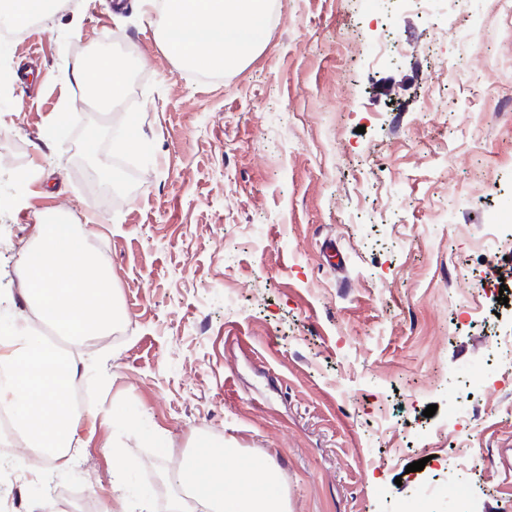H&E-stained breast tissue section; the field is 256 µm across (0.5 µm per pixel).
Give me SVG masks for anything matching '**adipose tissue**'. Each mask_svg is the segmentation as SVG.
<instances>
[{
    "label": "adipose tissue",
    "mask_w": 512,
    "mask_h": 512,
    "mask_svg": "<svg viewBox=\"0 0 512 512\" xmlns=\"http://www.w3.org/2000/svg\"><path fill=\"white\" fill-rule=\"evenodd\" d=\"M151 24L166 50L181 64L227 74L240 70L263 45L271 0H145ZM74 77L93 92L95 102L122 101L121 66L106 55L75 62ZM90 232L53 217L41 219L35 243L22 257L20 275L28 303L66 335L81 338L107 332L115 319L111 274L89 261ZM0 401L9 402L29 444L48 449L51 468L71 467L70 449L93 410L72 413L65 390L77 373L58 359L41 337L24 329L0 336ZM186 496L176 512H281L273 467L261 460L242 465L232 448H215L198 438L178 474Z\"/></svg>",
    "instance_id": "ef3b65f1"
}]
</instances>
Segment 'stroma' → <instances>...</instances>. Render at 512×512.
Masks as SVG:
<instances>
[{
	"label": "stroma",
	"mask_w": 512,
	"mask_h": 512,
	"mask_svg": "<svg viewBox=\"0 0 512 512\" xmlns=\"http://www.w3.org/2000/svg\"><path fill=\"white\" fill-rule=\"evenodd\" d=\"M107 39L137 104L131 172L104 136L123 110L67 107L73 63ZM263 42L202 78L139 0H68L0 52V295L20 285L12 243L62 213L107 244L124 332L79 366L98 415L72 467L23 475L20 512H59L58 485L172 512L201 436L272 465L285 512H424L427 487L425 512H458L462 489L471 512H512V352L495 348L512 336V17L273 0ZM90 132L119 175L108 207L85 196Z\"/></svg>",
	"instance_id": "obj_1"
}]
</instances>
